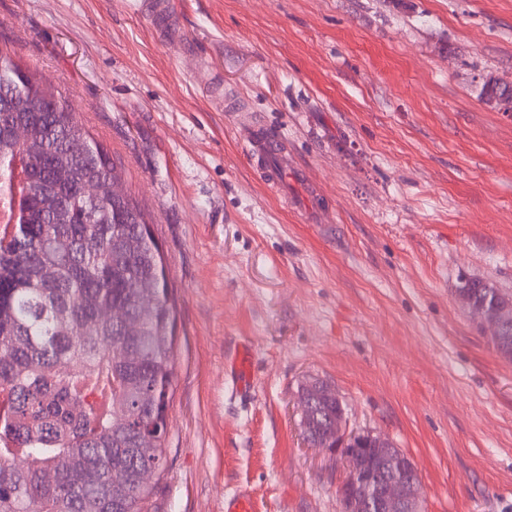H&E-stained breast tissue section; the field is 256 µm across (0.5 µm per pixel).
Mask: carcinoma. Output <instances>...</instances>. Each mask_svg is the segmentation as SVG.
I'll use <instances>...</instances> for the list:
<instances>
[{"label": "carcinoma", "instance_id": "obj_1", "mask_svg": "<svg viewBox=\"0 0 512 512\" xmlns=\"http://www.w3.org/2000/svg\"><path fill=\"white\" fill-rule=\"evenodd\" d=\"M0 199L18 212L0 231V512H142L146 466L166 454L176 305L164 254L117 165L60 91L0 47ZM512 112V92L483 84ZM25 130L17 140L16 128ZM493 285L470 281L468 306ZM123 308L99 320L92 302ZM121 343L126 356L112 353ZM302 386L305 421L326 444L345 405ZM155 434L140 447L143 432Z\"/></svg>", "mask_w": 512, "mask_h": 512}]
</instances>
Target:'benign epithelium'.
I'll return each mask as SVG.
<instances>
[{
	"instance_id": "7a95c632",
	"label": "benign epithelium",
	"mask_w": 512,
	"mask_h": 512,
	"mask_svg": "<svg viewBox=\"0 0 512 512\" xmlns=\"http://www.w3.org/2000/svg\"><path fill=\"white\" fill-rule=\"evenodd\" d=\"M496 305L472 311L493 341L508 340L509 323L494 312ZM333 445L347 464L339 489L343 512H420L416 464L393 448L390 440L369 432H350L347 423L336 424Z\"/></svg>"
}]
</instances>
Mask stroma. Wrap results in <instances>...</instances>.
<instances>
[{
    "instance_id": "1",
    "label": "stroma",
    "mask_w": 512,
    "mask_h": 512,
    "mask_svg": "<svg viewBox=\"0 0 512 512\" xmlns=\"http://www.w3.org/2000/svg\"><path fill=\"white\" fill-rule=\"evenodd\" d=\"M143 2L0 0V43L107 148L164 252L173 391L144 512L241 488L258 512H341L347 468L299 426L312 377L415 462L423 512H512V360L455 298L464 278L512 295V112L481 95L512 81V0H175L186 53ZM251 119L311 188L259 179ZM234 377L240 386L250 387L252 383V355L248 348H242L235 354L232 364Z\"/></svg>"
}]
</instances>
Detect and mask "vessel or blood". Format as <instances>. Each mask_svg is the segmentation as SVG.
Wrapping results in <instances>:
<instances>
[{
	"label": "vessel or blood",
	"instance_id": "obj_1",
	"mask_svg": "<svg viewBox=\"0 0 512 512\" xmlns=\"http://www.w3.org/2000/svg\"><path fill=\"white\" fill-rule=\"evenodd\" d=\"M150 11L155 20L159 39L173 46L180 44L183 33L171 21L168 0H152ZM285 142V137L278 131L257 121L250 125L245 140L246 153L253 169L262 180L276 186L282 185L292 166ZM232 368L239 385L250 387L253 366L249 349L243 348L236 353Z\"/></svg>",
	"mask_w": 512,
	"mask_h": 512
}]
</instances>
